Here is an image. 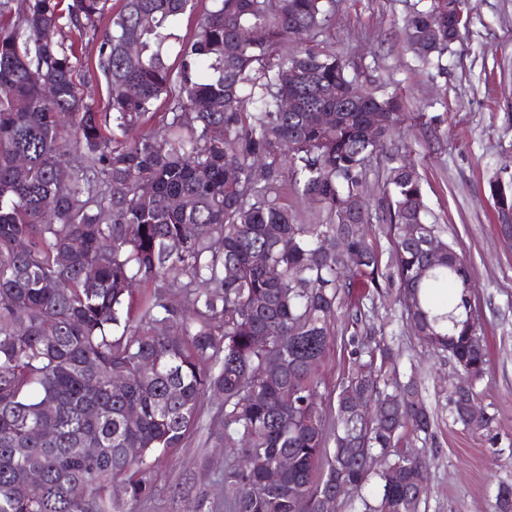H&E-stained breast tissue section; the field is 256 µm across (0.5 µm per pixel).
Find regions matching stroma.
<instances>
[{"label": "stroma", "mask_w": 512, "mask_h": 512, "mask_svg": "<svg viewBox=\"0 0 512 512\" xmlns=\"http://www.w3.org/2000/svg\"><path fill=\"white\" fill-rule=\"evenodd\" d=\"M415 2L342 0L318 41L358 65L365 87L397 92L405 101L399 153L421 179L432 221L475 270L471 303L490 359L476 385L477 402L494 413L493 431L454 422L455 366L420 342L400 306L375 307L365 299L360 307L370 314L376 340L393 349L401 375L417 379L434 415L432 435L408 441L411 451L433 458L419 512H497L498 485L512 482V247L498 234L488 183L512 179V0H474L461 42L427 63L407 44L404 24ZM97 54L92 43L79 50L75 80L103 108L108 92L95 69ZM414 112L440 116L442 123L435 130L420 126L410 118ZM353 331L339 311L322 368L326 399L335 397L348 370ZM201 417L203 430L155 463V496L132 504L131 512H226L225 456L207 440L220 429L213 401H203Z\"/></svg>", "instance_id": "35a3bbf8"}]
</instances>
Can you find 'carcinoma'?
Here are the masks:
<instances>
[{"instance_id":"1","label":"carcinoma","mask_w":512,"mask_h":512,"mask_svg":"<svg viewBox=\"0 0 512 512\" xmlns=\"http://www.w3.org/2000/svg\"><path fill=\"white\" fill-rule=\"evenodd\" d=\"M107 2L0 0V512H125L154 497V463L199 429L206 397L220 402L229 512H336L338 488L358 493L372 478L362 512H409L408 497L427 494L430 459L399 444L433 423L417 382L398 380L388 349L356 329L335 399L320 392L336 310L356 288L372 299L397 289L420 341L448 353L459 378L477 383L487 370L473 341V267L449 243L428 247L443 229L408 162L386 177L389 264L367 238V163L399 135L400 99L354 85L349 61L316 43L336 0H212L175 70L171 27L196 0H123L103 27ZM470 5L415 9L407 32L425 41L414 53L458 40ZM64 27L98 44L104 112L74 81L73 46L45 38ZM249 29L261 40H241ZM290 41L298 49L280 53ZM298 85V110L282 111ZM163 94L166 118L143 129ZM336 107L324 121L320 109ZM370 110L385 118L377 134ZM286 190L316 205L319 222L299 223ZM489 193L512 208V181L489 182ZM147 282L161 290L135 301ZM354 384L367 403L356 417ZM476 396L473 385L451 391V414L489 433L494 415L475 422L467 411ZM42 422L57 433L38 436ZM285 454L292 466L268 482ZM32 470L42 483L28 481Z\"/></svg>"}]
</instances>
